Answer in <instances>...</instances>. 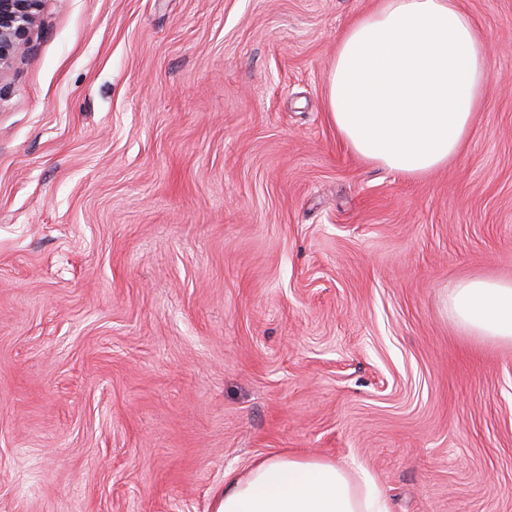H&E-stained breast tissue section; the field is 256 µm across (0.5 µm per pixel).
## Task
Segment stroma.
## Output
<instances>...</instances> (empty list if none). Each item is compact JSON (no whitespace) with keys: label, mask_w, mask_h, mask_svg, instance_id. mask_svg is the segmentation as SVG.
<instances>
[{"label":"stroma","mask_w":512,"mask_h":512,"mask_svg":"<svg viewBox=\"0 0 512 512\" xmlns=\"http://www.w3.org/2000/svg\"><path fill=\"white\" fill-rule=\"evenodd\" d=\"M468 142L410 179L330 119L376 0H44L0 79V512H213L287 452L389 512H512V0ZM453 317L483 336L512 341V281L474 279L450 295Z\"/></svg>","instance_id":"stroma-1"}]
</instances>
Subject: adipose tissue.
Here are the masks:
<instances>
[{"mask_svg":"<svg viewBox=\"0 0 512 512\" xmlns=\"http://www.w3.org/2000/svg\"><path fill=\"white\" fill-rule=\"evenodd\" d=\"M490 51L459 0H379L344 34L329 80L330 118L359 158L410 178L466 144ZM453 317L512 341V281L474 279L450 295ZM214 512H388L368 474L276 454L226 474Z\"/></svg>","mask_w":512,"mask_h":512,"instance_id":"1","label":"adipose tissue"}]
</instances>
